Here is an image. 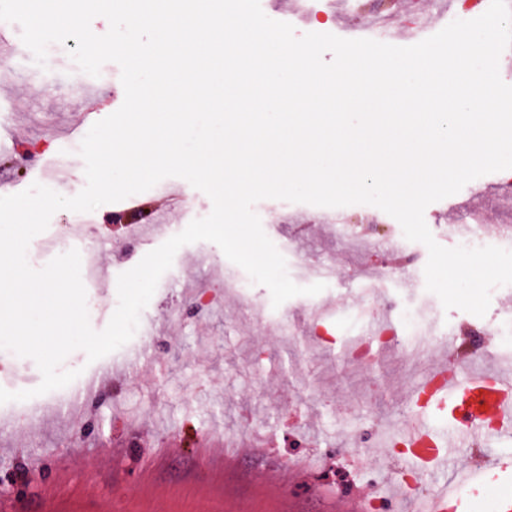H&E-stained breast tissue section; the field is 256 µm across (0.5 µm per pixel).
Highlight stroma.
<instances>
[{
  "mask_svg": "<svg viewBox=\"0 0 512 512\" xmlns=\"http://www.w3.org/2000/svg\"><path fill=\"white\" fill-rule=\"evenodd\" d=\"M67 52L52 75L24 65L0 71V194L40 183L65 196L86 185L78 150L87 127L75 120L94 106L95 120L124 101L121 69L103 64L99 77L71 68ZM500 173L467 183L453 197L430 204L424 219L435 240L457 244L458 202L483 190L484 231L497 236L512 227V189ZM167 212L168 229L147 230L139 239L113 236L115 208ZM211 199L184 179L168 177L118 204L85 213L102 249L103 268L86 286L90 325L103 330L117 303L118 276L181 232L195 214H209ZM266 235L281 247L289 277L298 285L326 288L273 307L269 289L250 282L214 243L181 247L172 267L140 315L137 335L118 350L88 362L71 352L63 369L90 376L106 365L121 366L143 345L144 365L115 386L68 412L47 404L41 422L16 436L0 430V512H357L364 485L383 494L392 512H404L397 486L412 455L398 453L409 391L426 374L430 357L408 362L400 350L379 354L357 367L344 356L348 341L390 303L417 313L432 336L433 354L471 362L482 320L512 321V285L491 298L485 317L444 310L425 288L427 248L405 239L397 220L370 206H345L316 220L305 203L264 199L254 206ZM247 292H239V284ZM216 295L210 311L195 310L198 292ZM328 309L329 334L310 335L307 310ZM465 337L449 348L448 330ZM40 383L36 363L0 350V388L23 390ZM294 455L283 466L285 455ZM448 468L423 469L422 480L438 487L478 455L512 459V440L481 436L475 444L447 449ZM366 458L367 472L337 458Z\"/></svg>",
  "mask_w": 512,
  "mask_h": 512,
  "instance_id": "obj_1",
  "label": "stroma"
}]
</instances>
